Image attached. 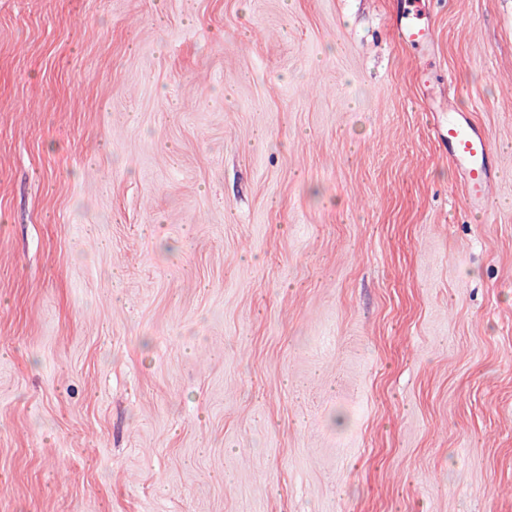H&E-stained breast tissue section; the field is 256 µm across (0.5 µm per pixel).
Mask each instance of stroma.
<instances>
[{
    "mask_svg": "<svg viewBox=\"0 0 512 512\" xmlns=\"http://www.w3.org/2000/svg\"><path fill=\"white\" fill-rule=\"evenodd\" d=\"M0 512H512V0H0ZM456 165L464 172L468 199L473 207L486 209L494 179L491 149L486 137L467 120H450L439 130Z\"/></svg>",
    "mask_w": 512,
    "mask_h": 512,
    "instance_id": "35a3bbf8",
    "label": "stroma"
}]
</instances>
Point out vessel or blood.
<instances>
[{
    "label": "vessel or blood",
    "instance_id": "1",
    "mask_svg": "<svg viewBox=\"0 0 512 512\" xmlns=\"http://www.w3.org/2000/svg\"><path fill=\"white\" fill-rule=\"evenodd\" d=\"M439 136L448 145L456 165L464 172L468 199L476 208H486L494 179L491 149L486 137L467 120L449 122Z\"/></svg>",
    "mask_w": 512,
    "mask_h": 512
}]
</instances>
